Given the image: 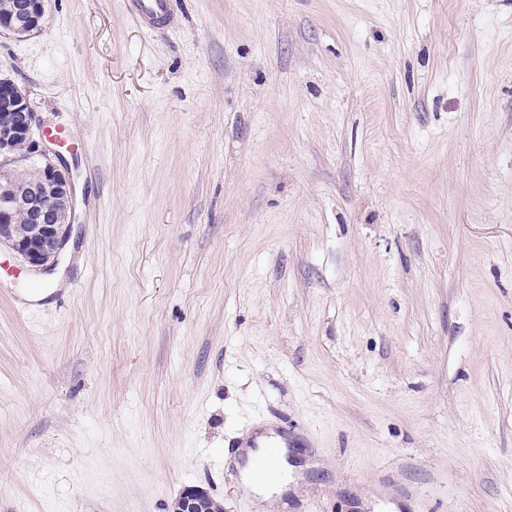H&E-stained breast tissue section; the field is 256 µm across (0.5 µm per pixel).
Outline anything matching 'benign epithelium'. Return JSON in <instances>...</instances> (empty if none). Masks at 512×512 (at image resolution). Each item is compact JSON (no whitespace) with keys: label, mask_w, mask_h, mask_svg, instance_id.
<instances>
[{"label":"benign epithelium","mask_w":512,"mask_h":512,"mask_svg":"<svg viewBox=\"0 0 512 512\" xmlns=\"http://www.w3.org/2000/svg\"><path fill=\"white\" fill-rule=\"evenodd\" d=\"M45 0H21L14 6L8 24L0 32L28 36L41 30ZM10 111L0 113V246L7 247L34 272H47L58 263L76 219V193L68 161L27 97L8 78H0V99ZM36 166L43 179L18 189L11 175ZM24 211L29 223L15 224L16 212ZM174 512H224L221 504L204 489L185 488Z\"/></svg>","instance_id":"1"}]
</instances>
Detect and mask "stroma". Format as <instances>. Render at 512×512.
I'll return each instance as SVG.
<instances>
[{
	"mask_svg": "<svg viewBox=\"0 0 512 512\" xmlns=\"http://www.w3.org/2000/svg\"><path fill=\"white\" fill-rule=\"evenodd\" d=\"M48 0L0 77L69 131L55 271L0 250V512H512V5ZM128 9L147 30L173 21L172 0H127ZM259 449L256 452L253 448H242L248 459L247 465L240 467L242 478L257 493L265 496L276 494L282 498L288 494V463L284 457H281L280 461L277 458V464L272 468L276 472L275 475L271 478H261L257 475L255 460L265 448ZM174 512H223L224 508L203 488L186 487L175 502Z\"/></svg>",
	"mask_w": 512,
	"mask_h": 512,
	"instance_id": "obj_1",
	"label": "stroma"
}]
</instances>
